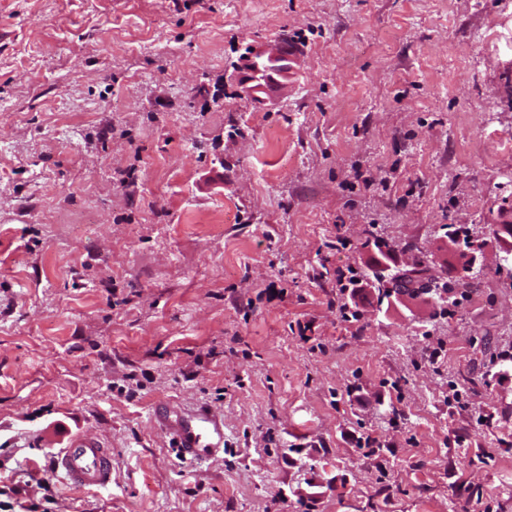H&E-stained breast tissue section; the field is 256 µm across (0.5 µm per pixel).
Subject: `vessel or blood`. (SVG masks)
<instances>
[{
    "mask_svg": "<svg viewBox=\"0 0 512 512\" xmlns=\"http://www.w3.org/2000/svg\"><path fill=\"white\" fill-rule=\"evenodd\" d=\"M154 417L168 427L182 455L198 459L224 442V422L208 408L179 414L161 405ZM54 467L74 487H104L112 480V453L100 441L78 435L56 456Z\"/></svg>",
    "mask_w": 512,
    "mask_h": 512,
    "instance_id": "b4317fda",
    "label": "vessel or blood"
}]
</instances>
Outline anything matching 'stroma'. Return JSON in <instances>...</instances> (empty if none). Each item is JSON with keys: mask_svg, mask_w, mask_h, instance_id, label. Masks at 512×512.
I'll use <instances>...</instances> for the list:
<instances>
[{"mask_svg": "<svg viewBox=\"0 0 512 512\" xmlns=\"http://www.w3.org/2000/svg\"><path fill=\"white\" fill-rule=\"evenodd\" d=\"M506 214L512 0H0V512H512ZM281 43L282 40H278L274 46L252 50L241 67L239 81L254 95L280 83L279 78L288 80V74L293 69V58L288 57L295 55L296 50L284 42L288 48L285 52ZM154 417L168 427L185 457L200 459L224 442V421L206 407L190 414H179L161 405L155 408ZM54 467L76 488L105 487L112 480V453L100 441L77 435L55 457Z\"/></svg>", "mask_w": 512, "mask_h": 512, "instance_id": "1", "label": "stroma"}]
</instances>
